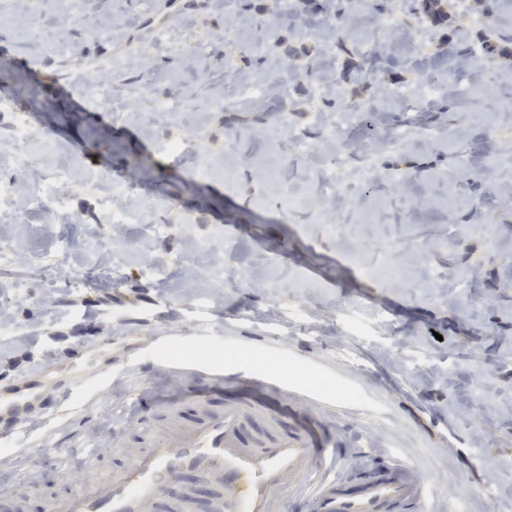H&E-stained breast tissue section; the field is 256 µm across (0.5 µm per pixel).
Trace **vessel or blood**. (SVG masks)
<instances>
[{"label": "vessel or blood", "mask_w": 512, "mask_h": 512, "mask_svg": "<svg viewBox=\"0 0 512 512\" xmlns=\"http://www.w3.org/2000/svg\"><path fill=\"white\" fill-rule=\"evenodd\" d=\"M237 380L251 389L289 390L271 372L251 371ZM36 400L27 383L7 388L0 395V421L17 423ZM249 416L239 401L217 413L203 411L179 429L175 442L151 438L109 482L74 492L59 512H155L165 486L185 469L215 487L211 512H270L277 494L304 488L311 512H424L429 487L403 460L371 469L353 490L343 477L325 476V457L312 430L274 428L248 442L243 431Z\"/></svg>", "instance_id": "1"}]
</instances>
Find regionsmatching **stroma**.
<instances>
[{"instance_id":"35a3bbf8","label":"stroma","mask_w":512,"mask_h":512,"mask_svg":"<svg viewBox=\"0 0 512 512\" xmlns=\"http://www.w3.org/2000/svg\"><path fill=\"white\" fill-rule=\"evenodd\" d=\"M39 24L54 37L0 0V57L38 88L0 76V385L35 378L55 403L0 441L14 512L107 481L146 434L174 439L198 390L214 411L241 398L173 364L201 316L223 339L210 366L320 396L261 399L245 438L273 414L351 480L407 462L428 512H512V0H48ZM19 112L36 116L22 144ZM276 166L311 188L306 209L286 213ZM58 167L60 206L22 214ZM161 334L178 345L154 350ZM68 395L78 412H58Z\"/></svg>"}]
</instances>
